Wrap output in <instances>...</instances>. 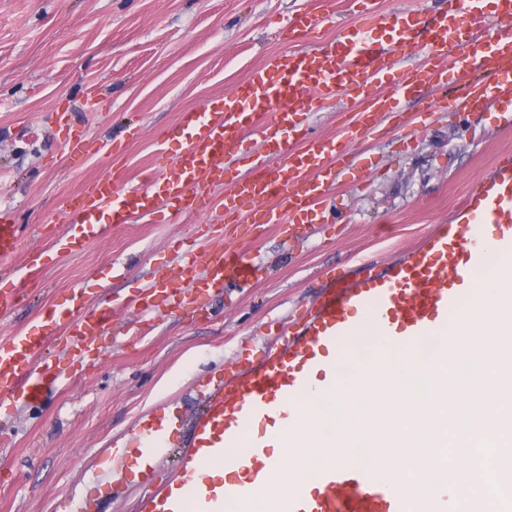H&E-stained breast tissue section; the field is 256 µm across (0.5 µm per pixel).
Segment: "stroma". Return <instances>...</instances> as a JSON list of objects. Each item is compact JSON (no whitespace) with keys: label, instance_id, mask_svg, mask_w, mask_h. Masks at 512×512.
<instances>
[{"label":"stroma","instance_id":"obj_1","mask_svg":"<svg viewBox=\"0 0 512 512\" xmlns=\"http://www.w3.org/2000/svg\"><path fill=\"white\" fill-rule=\"evenodd\" d=\"M313 0H0V209L23 247L45 249L63 233L59 211L96 176L138 180L157 156L185 146L181 113L230 92L285 51H310L353 24L347 0L318 15L314 32L288 23ZM355 114L339 95L305 113L304 130L334 137ZM81 135L84 152L65 142ZM512 153L502 112H433L422 129L385 115L338 162L335 208L305 218L293 235L263 224L226 223L223 210L159 207L110 227L77 256L52 260L20 306L0 316V340L32 325L75 287L115 318L95 347L72 357L59 339L41 354L58 378L41 398L0 402V512H139L178 464L176 451L145 480L126 452L111 483L99 480L141 420L165 414L174 442L190 437L205 389L227 369L285 345L331 275L386 272L447 223L470 184ZM247 237L253 269L231 279L205 310L162 307L142 320L129 298L174 267L203 231Z\"/></svg>","mask_w":512,"mask_h":512}]
</instances>
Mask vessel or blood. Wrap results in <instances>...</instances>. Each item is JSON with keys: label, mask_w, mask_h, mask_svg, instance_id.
Masks as SVG:
<instances>
[{"label": "vessel or blood", "mask_w": 512, "mask_h": 512, "mask_svg": "<svg viewBox=\"0 0 512 512\" xmlns=\"http://www.w3.org/2000/svg\"><path fill=\"white\" fill-rule=\"evenodd\" d=\"M357 22L336 38L322 43L318 54L283 52L254 68L244 83L208 103L204 110L186 112L182 125L188 140L177 166L164 171V189L119 188L117 179L97 178L88 183L58 223L67 233L53 240L56 252L75 255L101 239L108 226L99 215L109 212L113 223H125L133 214H149L158 203L182 210L192 206L206 179L219 170L220 158L240 149L248 137L260 135L277 158L276 165L256 162L248 182L224 195V213L237 224H296L302 214L319 209L333 188L330 163L334 143L301 136L296 116L310 107L329 106L338 92L359 97L355 126L341 136L353 141L369 135L384 112L402 111L416 89H445L448 76L468 77L464 99L440 97L438 112L498 107L512 112V0H495L486 14L482 0H455L449 12L421 24L416 15H380L373 0H351ZM377 27L391 36L390 48L370 39ZM421 42H414L416 29ZM417 47L423 62L411 70L397 67L396 58ZM388 81L389 96L374 90ZM497 229L487 241L481 225ZM17 229L8 212L0 211V260L23 254L24 273L0 278V314L19 304L32 276L43 267L41 251L19 252ZM512 250V155L498 157L493 170L465 195L448 223L423 245L407 250L382 274L350 282L334 280L325 289L317 309L283 348L268 353L258 365L221 382L208 395L194 423L193 437L178 468L142 512H182L184 500L195 502L197 512H248L247 504L232 489L205 481L202 463L240 441L246 427L273 420L276 406L317 392V376L326 372V354L350 336L358 316L371 318L380 333L421 342L443 340L448 316L459 303L472 272L483 268L491 254ZM241 249L232 243L213 247L203 243L181 256L174 273L152 281L149 292L167 289L168 303L177 309L198 310L204 299L223 290L229 278L246 279ZM111 308L87 307L75 292L66 305L54 310L32 330L0 342V393L39 398L57 375L49 361H38L44 341L64 331L71 340L92 347L112 320ZM174 432L166 415H158L132 435L140 456L154 461L162 455ZM272 437L260 435L249 445L252 465L247 481L264 491L267 476L278 461L269 453ZM278 512H409V503L396 493L375 467L328 470L316 488L291 483L281 491Z\"/></svg>", "instance_id": "1"}]
</instances>
